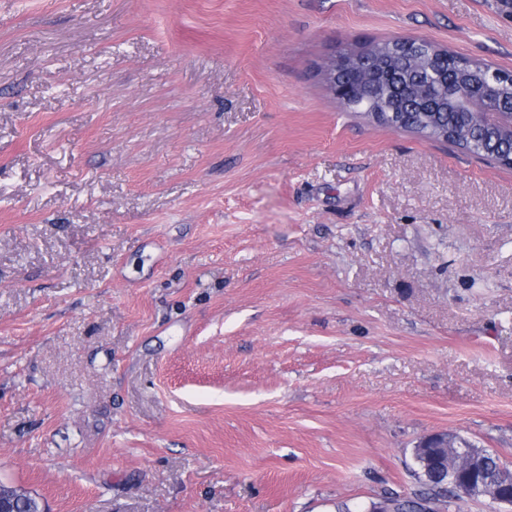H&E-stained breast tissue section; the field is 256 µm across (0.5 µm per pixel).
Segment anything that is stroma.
I'll use <instances>...</instances> for the list:
<instances>
[{
	"instance_id": "35a3bbf8",
	"label": "stroma",
	"mask_w": 512,
	"mask_h": 512,
	"mask_svg": "<svg viewBox=\"0 0 512 512\" xmlns=\"http://www.w3.org/2000/svg\"><path fill=\"white\" fill-rule=\"evenodd\" d=\"M512 0H0V482L48 512H336L448 431L512 467V169L345 109Z\"/></svg>"
}]
</instances>
